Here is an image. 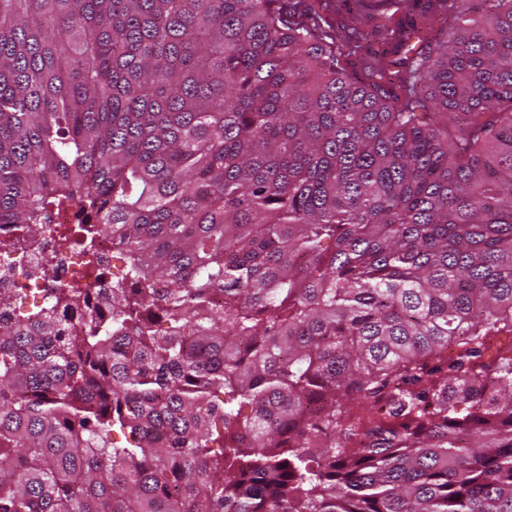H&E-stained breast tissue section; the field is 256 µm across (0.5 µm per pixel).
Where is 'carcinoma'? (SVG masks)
<instances>
[{
  "label": "carcinoma",
  "mask_w": 512,
  "mask_h": 512,
  "mask_svg": "<svg viewBox=\"0 0 512 512\" xmlns=\"http://www.w3.org/2000/svg\"><path fill=\"white\" fill-rule=\"evenodd\" d=\"M340 2L0 0V512H512V0ZM78 213L76 209H65L55 212L50 217V224H44L46 231L42 234L40 239L33 243L29 241H22L19 239L18 231L13 224L0 225V266L1 257L4 251H1V244H7L12 258L20 260L19 266L26 271V276L20 274L13 279H9L4 285L5 288H12V291L17 295H25L27 300L33 302H44L45 297L51 288H56L71 282L73 279H78L82 276L89 264L91 258L79 250L59 251L56 245L55 230L60 227H69L77 224ZM44 256L48 258L49 263L46 265L44 273L41 267L31 268L27 261L32 258H37L40 263V258Z\"/></svg>",
  "instance_id": "obj_1"
}]
</instances>
